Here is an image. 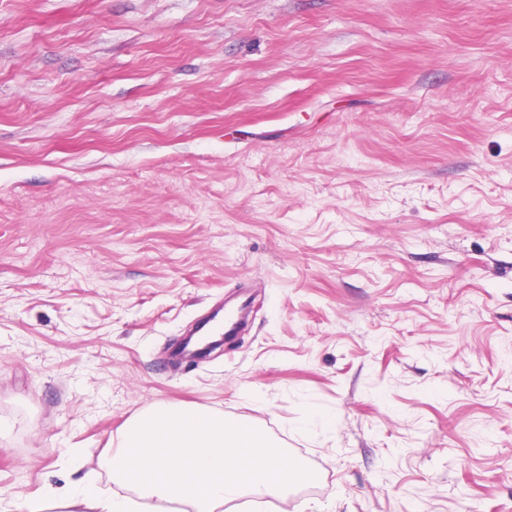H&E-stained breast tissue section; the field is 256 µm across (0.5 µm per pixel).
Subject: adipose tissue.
<instances>
[{
    "label": "adipose tissue",
    "instance_id": "ef3b65f1",
    "mask_svg": "<svg viewBox=\"0 0 512 512\" xmlns=\"http://www.w3.org/2000/svg\"><path fill=\"white\" fill-rule=\"evenodd\" d=\"M118 485L134 497L99 494L89 486L29 500L26 512H45L56 502L63 512L74 501L90 512H141L181 501L193 512L218 508L245 496L280 497L310 482L305 462L288 455L260 429L194 406L148 408L131 419L105 460Z\"/></svg>",
    "mask_w": 512,
    "mask_h": 512
}]
</instances>
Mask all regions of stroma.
<instances>
[{
	"instance_id": "obj_1",
	"label": "stroma",
	"mask_w": 512,
	"mask_h": 512,
	"mask_svg": "<svg viewBox=\"0 0 512 512\" xmlns=\"http://www.w3.org/2000/svg\"><path fill=\"white\" fill-rule=\"evenodd\" d=\"M155 404L316 475L234 512H512V0H0V512Z\"/></svg>"
}]
</instances>
